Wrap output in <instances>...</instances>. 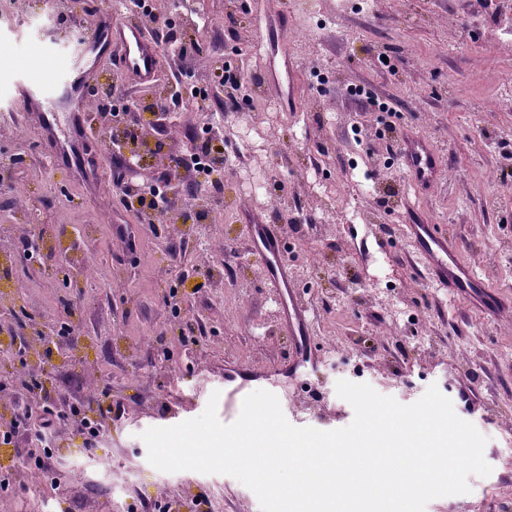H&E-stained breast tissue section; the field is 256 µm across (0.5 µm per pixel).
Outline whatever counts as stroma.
Masks as SVG:
<instances>
[{"label": "stroma", "instance_id": "stroma-1", "mask_svg": "<svg viewBox=\"0 0 512 512\" xmlns=\"http://www.w3.org/2000/svg\"><path fill=\"white\" fill-rule=\"evenodd\" d=\"M154 0L157 13L182 14L183 41L205 61H235L259 76L282 58L297 66L294 95L265 84L250 112L216 115L232 88L210 100L183 96L175 127L144 112L141 163L129 179L159 175L167 157L201 148L197 130L213 124L224 143L223 203L185 196L158 226L143 223L112 191L120 163L101 138L84 148V168L53 165L41 116L24 109L22 90L54 104L63 93L71 34L101 15H126L118 0H0V153L15 155V189L0 186V306L24 309V324L0 327V381L22 369L42 382L37 407L15 445L0 446L13 481L5 512H154L161 493L171 512H261L234 477L163 472L149 464L142 432L203 413L223 391L229 367L280 374L274 387L287 420L334 430L353 420L336 393L341 380L366 383L409 405L430 385L449 394L454 378L476 381L479 412L463 413L487 439L489 476H470L469 493L439 497L425 512H512V309L491 317L428 282L402 228L414 207L461 245L460 260L512 301V0ZM68 7L67 23L58 8ZM264 40H256V32ZM389 57L390 68L379 57ZM151 87L128 85L153 103L173 74L207 83L177 56L160 54ZM363 86L392 103L393 117L350 96ZM412 126L432 140L444 172L419 193L395 157V132ZM251 132L253 163L270 171L280 207L256 197L235 159ZM321 169V186L306 172ZM336 205L326 209V196ZM258 215L282 225L292 268L321 265L297 285L311 305L318 366L303 384L283 374L291 339L284 302L266 288L246 224ZM40 241V260L21 264L19 238ZM188 274L181 321L172 330L164 296L176 279L170 251ZM96 273L82 277L86 262ZM72 311L67 360L46 358L44 321ZM100 392L87 414L102 429L92 444L77 432L55 441L51 479L33 478V440L45 411Z\"/></svg>", "mask_w": 512, "mask_h": 512}]
</instances>
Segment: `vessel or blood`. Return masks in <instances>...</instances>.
Here are the masks:
<instances>
[{
  "mask_svg": "<svg viewBox=\"0 0 512 512\" xmlns=\"http://www.w3.org/2000/svg\"><path fill=\"white\" fill-rule=\"evenodd\" d=\"M159 52L155 37L142 25L109 14L98 20L89 35L77 40L66 89L73 138L66 143L57 141L52 134L53 119L45 118V141L50 157L63 161L77 152L80 143L92 137L85 102L97 84V71L93 66L96 59H113L125 77L136 84L147 85L156 76ZM397 152L409 181L417 188L425 189L439 181L442 158L429 139L413 130H404ZM405 221L406 236L416 247L423 269L432 282L466 302H480L489 313L506 309V301L487 290L478 275L459 261L456 240L444 236L438 225L424 223L414 209H407ZM247 231L251 251L264 267L267 288L288 303V322L284 330L292 338V356L285 371L290 379L300 380L303 368L316 365L315 349L309 342L312 333L309 302L298 293L295 272L283 259L285 239L279 225L253 216ZM254 380L251 374H235L224 388L225 408L240 411Z\"/></svg>",
  "mask_w": 512,
  "mask_h": 512,
  "instance_id": "b4317fda",
  "label": "vessel or blood"
}]
</instances>
